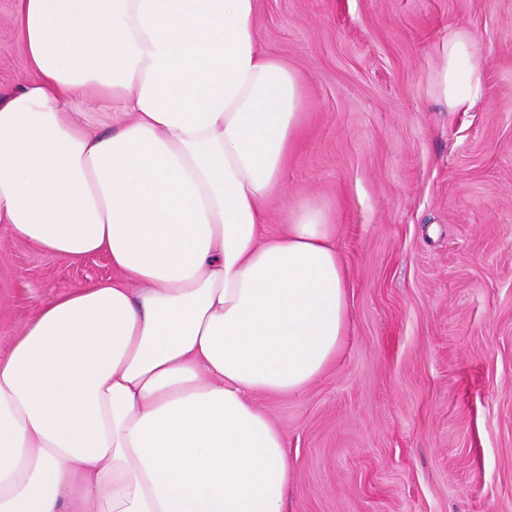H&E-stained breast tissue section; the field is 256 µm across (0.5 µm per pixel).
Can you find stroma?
Here are the masks:
<instances>
[{
  "instance_id": "stroma-1",
  "label": "stroma",
  "mask_w": 512,
  "mask_h": 512,
  "mask_svg": "<svg viewBox=\"0 0 512 512\" xmlns=\"http://www.w3.org/2000/svg\"><path fill=\"white\" fill-rule=\"evenodd\" d=\"M0 0V95L32 77ZM305 87L269 233L309 201L336 226L341 350L302 392L255 396L288 440L284 512H512V0H257ZM480 46L484 94L438 96L442 47ZM113 276L0 229V356L54 296Z\"/></svg>"
}]
</instances>
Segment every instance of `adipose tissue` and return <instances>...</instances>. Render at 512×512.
I'll list each match as a JSON object with an SVG mask.
<instances>
[{"label":"adipose tissue","instance_id":"ef3b65f1","mask_svg":"<svg viewBox=\"0 0 512 512\" xmlns=\"http://www.w3.org/2000/svg\"><path fill=\"white\" fill-rule=\"evenodd\" d=\"M256 2L19 0L36 78L0 97V224L115 275L0 356V512H282L287 439L253 398L323 373L347 303L322 207L264 231L303 90ZM479 52L444 46L449 109L481 97Z\"/></svg>","mask_w":512,"mask_h":512}]
</instances>
